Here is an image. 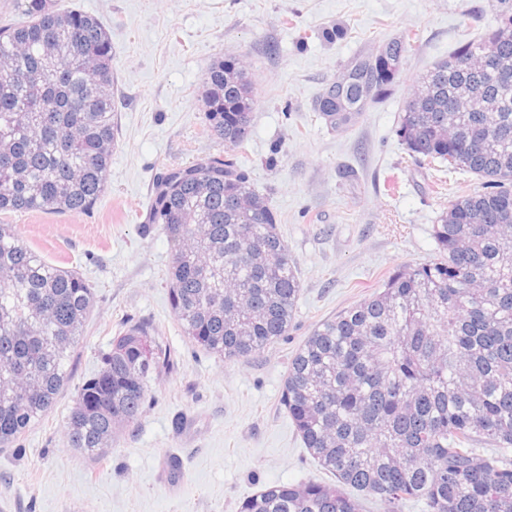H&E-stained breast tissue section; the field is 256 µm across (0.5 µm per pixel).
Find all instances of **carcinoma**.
Wrapping results in <instances>:
<instances>
[{
	"instance_id": "obj_1",
	"label": "carcinoma",
	"mask_w": 512,
	"mask_h": 512,
	"mask_svg": "<svg viewBox=\"0 0 512 512\" xmlns=\"http://www.w3.org/2000/svg\"><path fill=\"white\" fill-rule=\"evenodd\" d=\"M26 20L0 25V213H82L105 191L116 142L112 38L93 16L20 0ZM496 25L459 44L414 84L399 128L420 164L448 163L484 190L448 202L438 256L394 270L383 288L321 322L290 362L281 402L331 481L276 484L239 512H512V0ZM414 34L379 45L326 84L313 111L333 130L386 98ZM475 56L498 70L470 65ZM465 86L477 112H450ZM203 123L242 147L255 104L237 58H218L201 91ZM147 222L175 245L171 310L195 346L227 360L287 335L300 293L272 208L231 156L170 169ZM77 272L46 263L0 224V447L54 405L93 306ZM172 352L147 323L112 337L66 422L68 447L99 459L133 424L147 382Z\"/></svg>"
}]
</instances>
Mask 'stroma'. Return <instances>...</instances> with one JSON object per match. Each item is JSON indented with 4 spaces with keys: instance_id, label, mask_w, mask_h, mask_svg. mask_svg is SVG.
<instances>
[{
    "instance_id": "1",
    "label": "stroma",
    "mask_w": 512,
    "mask_h": 512,
    "mask_svg": "<svg viewBox=\"0 0 512 512\" xmlns=\"http://www.w3.org/2000/svg\"><path fill=\"white\" fill-rule=\"evenodd\" d=\"M112 36L118 132L105 192L80 214L1 213L45 260L75 270L94 305L54 407L0 449V512H239L265 486L326 474L281 403L288 363L325 319L432 260L433 226L476 176L416 163L398 136L410 87L494 23L498 0H60ZM340 27L335 41L323 37ZM418 35L390 96L348 128L313 102L356 54ZM239 58L256 92L238 166L277 215L301 281L287 336L244 359L192 345L171 310L174 247L145 223L157 177L228 148L205 132L199 94L217 58ZM146 321L173 351L137 421L102 459L69 448L66 419L124 322ZM181 467L171 472V458Z\"/></svg>"
}]
</instances>
